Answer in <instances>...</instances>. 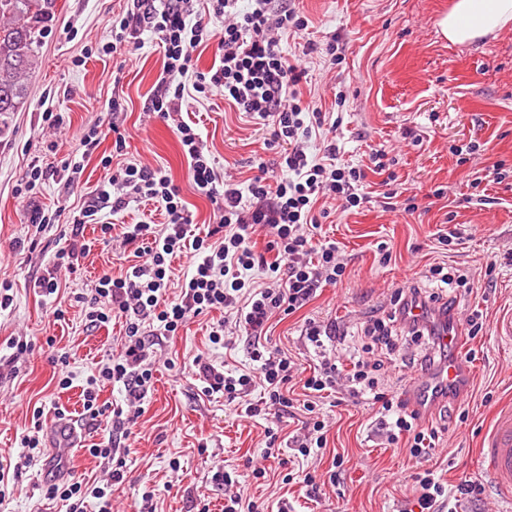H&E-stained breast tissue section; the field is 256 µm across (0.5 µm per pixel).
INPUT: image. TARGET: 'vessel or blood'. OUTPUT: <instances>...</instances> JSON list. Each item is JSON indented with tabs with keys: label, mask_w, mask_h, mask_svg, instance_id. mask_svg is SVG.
Returning a JSON list of instances; mask_svg holds the SVG:
<instances>
[{
	"label": "vessel or blood",
	"mask_w": 512,
	"mask_h": 512,
	"mask_svg": "<svg viewBox=\"0 0 512 512\" xmlns=\"http://www.w3.org/2000/svg\"><path fill=\"white\" fill-rule=\"evenodd\" d=\"M437 336L447 358L415 387L413 398L421 411L431 409L444 395L463 393L470 386V378L459 356L462 341L459 321L440 324ZM479 458L499 492L512 502V404L500 407L490 426L484 430Z\"/></svg>",
	"instance_id": "obj_1"
}]
</instances>
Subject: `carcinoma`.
Here are the masks:
<instances>
[{
    "label": "carcinoma",
    "instance_id": "carcinoma-1",
    "mask_svg": "<svg viewBox=\"0 0 512 512\" xmlns=\"http://www.w3.org/2000/svg\"><path fill=\"white\" fill-rule=\"evenodd\" d=\"M56 6L57 0H0V133L25 94V77Z\"/></svg>",
    "mask_w": 512,
    "mask_h": 512
}]
</instances>
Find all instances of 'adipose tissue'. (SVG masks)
<instances>
[{
	"instance_id": "obj_1",
	"label": "adipose tissue",
	"mask_w": 512,
	"mask_h": 512,
	"mask_svg": "<svg viewBox=\"0 0 512 512\" xmlns=\"http://www.w3.org/2000/svg\"><path fill=\"white\" fill-rule=\"evenodd\" d=\"M512 25V0H454L439 21L442 36L466 44Z\"/></svg>"
}]
</instances>
